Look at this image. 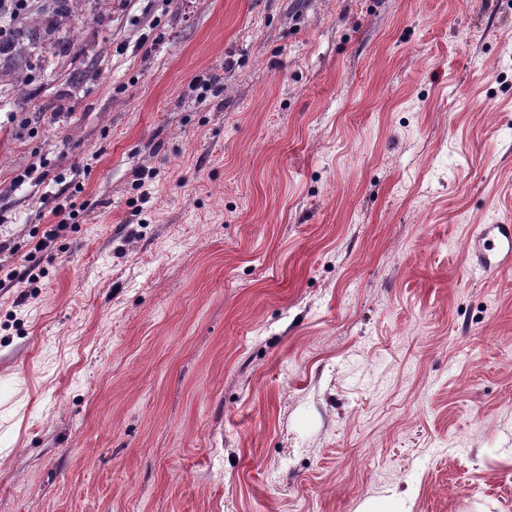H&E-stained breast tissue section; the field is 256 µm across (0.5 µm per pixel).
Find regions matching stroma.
Listing matches in <instances>:
<instances>
[{
  "label": "stroma",
  "instance_id": "stroma-1",
  "mask_svg": "<svg viewBox=\"0 0 512 512\" xmlns=\"http://www.w3.org/2000/svg\"><path fill=\"white\" fill-rule=\"evenodd\" d=\"M72 30L80 90L41 42L0 84V264L40 273L0 283V512H512V260L466 274L512 225V0H83ZM74 194L63 197L52 209V214L56 220L53 228L46 231L34 245L35 252H46L51 248L52 243L59 236L60 232L67 228L68 224H74L79 216L80 210L76 209L75 201L72 200Z\"/></svg>",
  "mask_w": 512,
  "mask_h": 512
}]
</instances>
